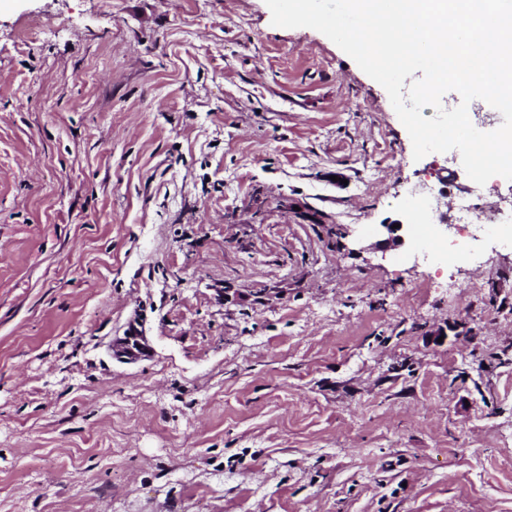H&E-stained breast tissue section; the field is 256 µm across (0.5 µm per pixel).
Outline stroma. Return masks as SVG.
Listing matches in <instances>:
<instances>
[{
  "label": "stroma",
  "instance_id": "35a3bbf8",
  "mask_svg": "<svg viewBox=\"0 0 512 512\" xmlns=\"http://www.w3.org/2000/svg\"><path fill=\"white\" fill-rule=\"evenodd\" d=\"M511 218L265 0H0V512H512Z\"/></svg>",
  "mask_w": 512,
  "mask_h": 512
}]
</instances>
